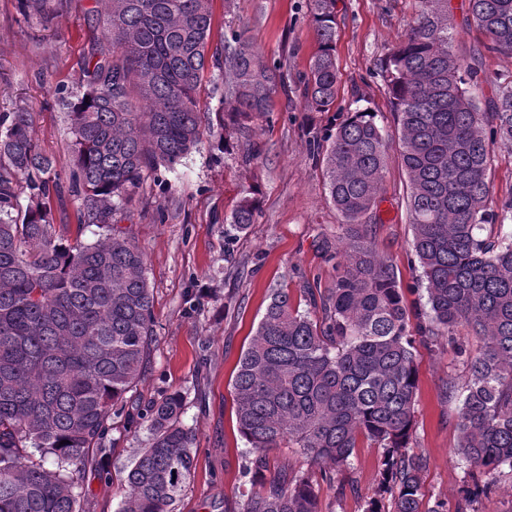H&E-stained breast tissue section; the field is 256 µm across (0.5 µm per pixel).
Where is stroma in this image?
Here are the masks:
<instances>
[{
  "mask_svg": "<svg viewBox=\"0 0 512 512\" xmlns=\"http://www.w3.org/2000/svg\"><path fill=\"white\" fill-rule=\"evenodd\" d=\"M94 6L95 0H72L66 14L44 27L24 21L17 0H0V114L26 103L42 150L62 165L71 156V137L57 90L78 83L100 35ZM467 8L468 0L450 2L452 51L464 59L480 52L478 81L470 92L485 110L498 96L494 78L512 75V55L486 51L489 39ZM418 10V0H336V103L330 111L314 112L297 90L317 51L306 0H213L211 45L230 40L232 30L247 25L250 45L280 63L288 88L276 90L272 112L253 123L250 137L226 129L227 150L205 137L185 178L164 185L147 176L133 206L116 216L145 256L154 297L150 364L129 402L142 405L159 391H182L188 401L185 422L197 433L194 477L177 512H231L241 501L247 444L237 431L232 388L239 357L274 290H286L292 304L302 305L306 285L328 288L336 278L321 245L340 235L342 219L309 141L334 132L359 106L374 112L385 133H394L381 64L406 39ZM249 140L260 144V159L246 160L243 146ZM249 188L259 199L255 222L225 238L224 219ZM407 195V175L393 148L371 224L379 253L394 263L412 304L419 298L420 269L410 248ZM488 197L497 214L512 198L511 150L494 152ZM418 364L413 450L428 459L426 499L444 501L453 512L473 476L454 453L456 404L448 400L445 384L451 377L464 382L467 365L451 350L423 347ZM113 425L109 456L85 472L82 512H118L127 473L147 443L146 428L124 429L119 418ZM379 455L375 444L359 440L349 471L355 490L339 496L320 486L321 512H364Z\"/></svg>",
  "mask_w": 512,
  "mask_h": 512,
  "instance_id": "stroma-1",
  "label": "stroma"
}]
</instances>
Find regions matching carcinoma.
I'll use <instances>...</instances> for the list:
<instances>
[{
  "label": "carcinoma",
  "mask_w": 512,
  "mask_h": 512,
  "mask_svg": "<svg viewBox=\"0 0 512 512\" xmlns=\"http://www.w3.org/2000/svg\"><path fill=\"white\" fill-rule=\"evenodd\" d=\"M407 40L381 74L396 114L390 138L373 114L356 108L326 138L328 196L344 219L336 281L304 292L310 308L276 291L239 358L233 378L238 431L249 445L242 512H318L316 481L268 454L287 442L310 465L331 463L336 482L361 438L381 448L377 482L364 512L422 510L426 459L413 452L418 383L416 345L438 339L466 358L468 375L454 422L456 454L487 476L461 490L456 512H478L495 476L512 469V235L487 206V175L497 145L512 149V86L487 112L468 84L473 61L455 56L448 0H419ZM486 49L512 54V0H468ZM70 0H18L28 22L47 24ZM212 0H96L103 41L85 62L79 86L58 92L73 136L68 182L38 145L25 105L0 115V512H79L80 482L93 456L109 455L113 416L141 421L148 446L127 475L118 512H175L195 458V431L182 422L185 393L165 391L125 411L127 394L147 370L154 337L153 295L143 253L114 216L135 201L149 173L178 180L199 150V89L212 68L224 82L220 111L241 134L273 111L282 81L236 31L209 49ZM336 0H309L318 49L302 79L305 106L336 101ZM409 182L412 251L429 309L407 306L391 260L380 255L365 215L376 205L392 144ZM30 201L20 207L22 180ZM78 200L73 244L56 234L50 201ZM258 199L244 192L226 223H254ZM467 328L475 351L457 342Z\"/></svg>",
  "instance_id": "cac0c4a2"
}]
</instances>
